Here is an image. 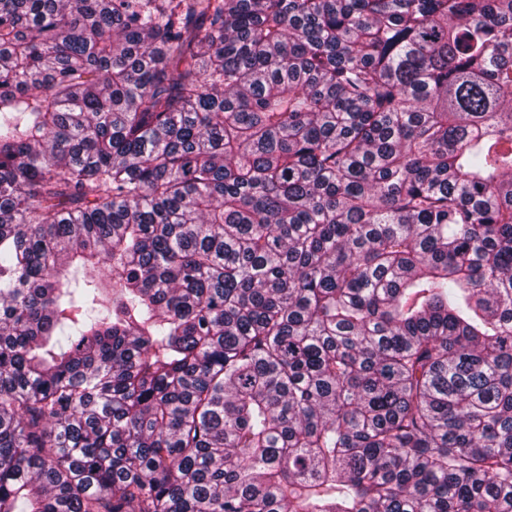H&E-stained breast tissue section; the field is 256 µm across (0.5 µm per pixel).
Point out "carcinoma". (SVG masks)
Instances as JSON below:
<instances>
[{"label": "carcinoma", "instance_id": "carcinoma-1", "mask_svg": "<svg viewBox=\"0 0 512 512\" xmlns=\"http://www.w3.org/2000/svg\"><path fill=\"white\" fill-rule=\"evenodd\" d=\"M0 512H512V0H0Z\"/></svg>", "mask_w": 512, "mask_h": 512}]
</instances>
